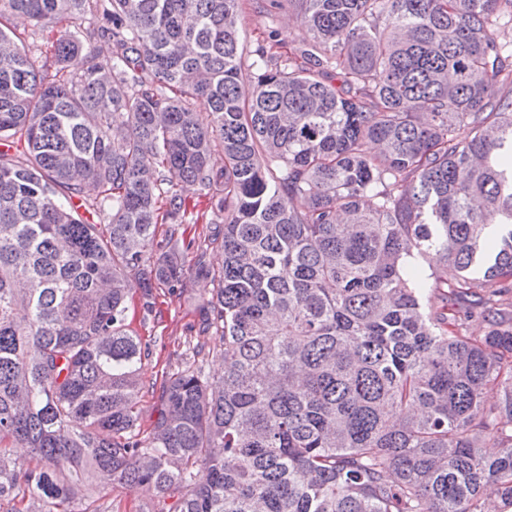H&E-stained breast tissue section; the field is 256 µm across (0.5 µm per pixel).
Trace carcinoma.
<instances>
[{
    "mask_svg": "<svg viewBox=\"0 0 512 512\" xmlns=\"http://www.w3.org/2000/svg\"><path fill=\"white\" fill-rule=\"evenodd\" d=\"M292 2L312 43L246 65L241 0H0L7 512H112L116 482L151 512L512 507V0ZM200 278L223 378L193 344L144 432L131 286Z\"/></svg>",
    "mask_w": 512,
    "mask_h": 512,
    "instance_id": "1",
    "label": "carcinoma"
}]
</instances>
